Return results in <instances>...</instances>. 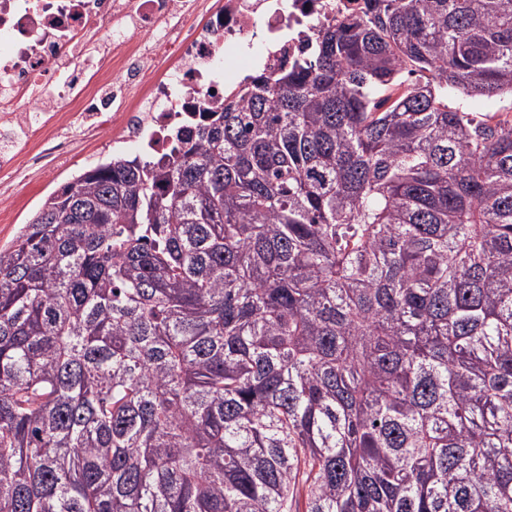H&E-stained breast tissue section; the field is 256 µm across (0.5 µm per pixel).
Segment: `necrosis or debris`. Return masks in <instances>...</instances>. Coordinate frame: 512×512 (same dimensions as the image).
<instances>
[{"label":"necrosis or debris","instance_id":"1","mask_svg":"<svg viewBox=\"0 0 512 512\" xmlns=\"http://www.w3.org/2000/svg\"><path fill=\"white\" fill-rule=\"evenodd\" d=\"M364 0H0V173L42 168L80 135L170 153L194 114L305 55Z\"/></svg>","mask_w":512,"mask_h":512}]
</instances>
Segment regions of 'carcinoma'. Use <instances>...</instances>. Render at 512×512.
<instances>
[{
  "label": "carcinoma",
  "mask_w": 512,
  "mask_h": 512,
  "mask_svg": "<svg viewBox=\"0 0 512 512\" xmlns=\"http://www.w3.org/2000/svg\"><path fill=\"white\" fill-rule=\"evenodd\" d=\"M512 0H364L0 249V512H512ZM463 105L466 111L472 112L478 117L489 118L494 116L493 121L502 118L505 112L512 110L510 97H474L464 102Z\"/></svg>",
  "instance_id": "cac0c4a2"
}]
</instances>
